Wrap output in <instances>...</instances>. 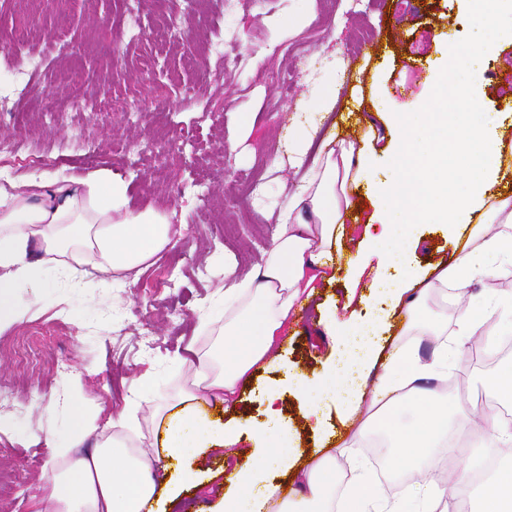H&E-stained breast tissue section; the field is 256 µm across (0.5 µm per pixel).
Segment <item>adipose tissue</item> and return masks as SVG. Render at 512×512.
I'll use <instances>...</instances> for the list:
<instances>
[{
    "instance_id": "ef3b65f1",
    "label": "adipose tissue",
    "mask_w": 512,
    "mask_h": 512,
    "mask_svg": "<svg viewBox=\"0 0 512 512\" xmlns=\"http://www.w3.org/2000/svg\"><path fill=\"white\" fill-rule=\"evenodd\" d=\"M466 2L481 37L470 45H447L433 69L437 106L416 119L392 114L398 143L390 176L374 177L372 141L357 145L323 134L341 84L332 80L310 88L307 112L289 126L284 142L288 163L301 177L286 195L261 263L243 274L232 257L224 259L219 354L187 358L193 381L180 404L159 415V445L174 461L231 447L244 433L253 441L248 463L225 478L223 512H269L276 474L291 478L278 512H336L335 451L367 439L384 438L397 472L444 469L449 438L466 430L492 451L512 444V420L492 415L480 427H470V409L448 395L446 344L439 341L425 359L417 346L400 342L404 336L439 339L453 323L463 347L484 327L499 326L504 314L512 315V297L486 296L479 305L463 304L453 313L439 298L447 287L462 291L512 268L511 238L469 235L448 260L425 272L409 259L420 221L512 224V195L489 191L501 171L502 144L492 132V113L482 111L475 98L473 79L476 63L512 35L502 24L504 15H512V0ZM362 184L384 227L380 236L366 238L365 256L398 274L369 284L370 294L387 299L389 311L364 332L345 321L326 323L328 335H360L356 348L343 349L339 363L324 377L289 378L288 387L304 399L307 416L330 401L343 415L341 430L303 461L297 432L276 407V388L263 391L267 422L248 428L215 421L198 406L207 396L235 406L241 386L257 370L274 364L275 346L293 327L300 299L313 298L317 282L328 281V269L345 255V222L354 205L353 190ZM128 190L126 181L108 167L79 177L42 172L0 187V332L30 318V308L19 301L23 292L36 293L66 280L78 286L99 274L142 272L182 235L164 211L152 206L132 210ZM153 385V374L145 373L124 408L105 424L77 416L75 441L94 433L100 441L77 458L70 448H58L68 465L52 475L51 492L38 512H151L160 502L177 500L178 485L193 480V472L159 473L149 457L131 449L126 435L134 427L135 408ZM408 406L416 407L417 417L404 427L398 412ZM364 505L369 512H468L460 486L444 482L417 483L403 500L374 497Z\"/></svg>"
}]
</instances>
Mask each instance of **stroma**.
Returning a JSON list of instances; mask_svg holds the SVG:
<instances>
[{"instance_id": "stroma-1", "label": "stroma", "mask_w": 512, "mask_h": 512, "mask_svg": "<svg viewBox=\"0 0 512 512\" xmlns=\"http://www.w3.org/2000/svg\"><path fill=\"white\" fill-rule=\"evenodd\" d=\"M300 11L315 16L302 29L290 23ZM467 14L465 0H143L132 16L119 0H0V99L13 104L0 112V141L14 146L0 161V184L109 166L127 182L132 209L152 205L187 227L136 279L43 289L29 299L34 317L0 333V419L8 423L0 431V512H35L49 493L47 475L64 466L53 447L71 443L76 413L121 409L149 370L160 395L137 416L144 437L154 438L155 411L192 380L181 357L190 347L208 355L217 343L199 316L223 310L224 253L246 272L269 245L268 210L282 200L280 184L297 179L280 163L282 144L308 87L336 76L337 112L355 102L383 126L389 113L419 111L444 45L477 38ZM217 37L220 59L206 52ZM409 77L414 87L402 91ZM477 82L479 104L497 112L495 132L512 157V43L497 49ZM75 98L82 110L46 114ZM415 234L421 270L460 240L435 224ZM361 294L353 273L339 270L308 304L282 363L244 386L230 418L263 421L262 390L277 385L303 454L339 428L329 406L322 433H313L288 377L322 376L336 349L325 321L359 326L385 311L384 301ZM62 299L73 317H58ZM474 357L471 348L449 355L450 395L494 393V379L512 368V354L491 367ZM245 460L224 448L193 460L196 478L181 485L173 512H221L224 473Z\"/></svg>"}]
</instances>
